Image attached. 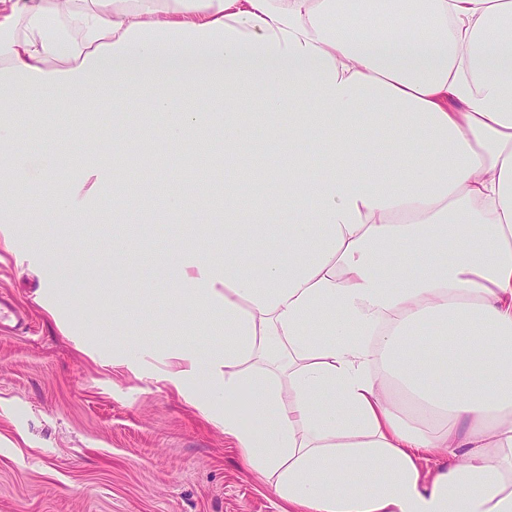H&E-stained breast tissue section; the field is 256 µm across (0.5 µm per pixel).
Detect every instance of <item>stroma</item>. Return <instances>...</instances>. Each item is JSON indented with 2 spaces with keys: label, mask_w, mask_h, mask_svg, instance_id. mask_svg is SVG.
<instances>
[{
  "label": "stroma",
  "mask_w": 512,
  "mask_h": 512,
  "mask_svg": "<svg viewBox=\"0 0 512 512\" xmlns=\"http://www.w3.org/2000/svg\"><path fill=\"white\" fill-rule=\"evenodd\" d=\"M139 117L152 130L147 150L110 145L113 107L62 100L43 114L55 136L28 138L25 177L50 188L43 171L50 157L69 155L82 165L81 135L72 114L86 115L100 155L144 169L143 199H151L167 163L187 160L159 134L161 119L150 92L137 98ZM211 212L189 225L158 213L154 222L122 227L123 264L112 259V212L99 202L95 219L75 224H25L11 248L0 245V294L12 296L30 327L0 334V512H288L269 480L247 471L235 445L218 426L188 406L166 382L138 377L109 360L92 361L75 337L108 345L137 334L163 346L185 337L207 344L222 324L180 314L162 274L176 256L174 240L218 228ZM69 252L60 267L44 262L49 243ZM124 276L138 298L125 331L112 321V283ZM61 311L53 320L46 303Z\"/></svg>",
  "instance_id": "obj_1"
}]
</instances>
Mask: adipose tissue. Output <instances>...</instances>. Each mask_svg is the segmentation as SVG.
<instances>
[{"label": "adipose tissue", "mask_w": 512, "mask_h": 512, "mask_svg": "<svg viewBox=\"0 0 512 512\" xmlns=\"http://www.w3.org/2000/svg\"><path fill=\"white\" fill-rule=\"evenodd\" d=\"M145 86L162 136L200 153L223 93L224 156L247 169L209 188L210 249L181 238L164 274L223 339L113 366L155 360L292 512H512V0H0L20 122L0 126V201L32 195L17 140L51 134L33 116L104 97L135 144ZM260 134L274 166L251 159ZM51 173L38 223L92 196L116 224L149 214L105 157ZM163 180L196 218L208 198ZM242 388L246 419L222 406Z\"/></svg>", "instance_id": "obj_1"}]
</instances>
